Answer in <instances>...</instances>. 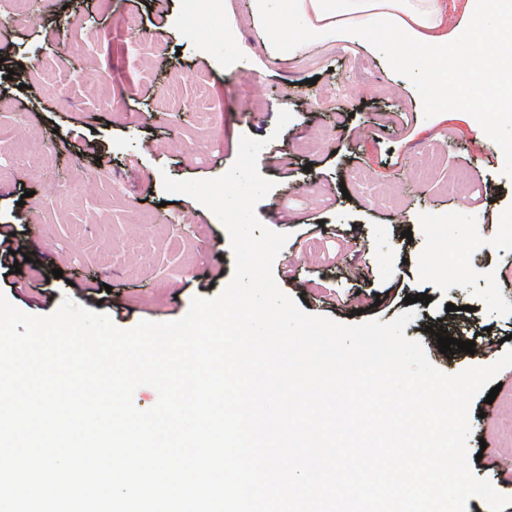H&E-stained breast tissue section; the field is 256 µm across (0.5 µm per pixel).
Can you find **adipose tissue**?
Wrapping results in <instances>:
<instances>
[{"instance_id": "ef3b65f1", "label": "adipose tissue", "mask_w": 512, "mask_h": 512, "mask_svg": "<svg viewBox=\"0 0 512 512\" xmlns=\"http://www.w3.org/2000/svg\"><path fill=\"white\" fill-rule=\"evenodd\" d=\"M251 13L264 28L287 22V29H280L270 42L276 56L288 54L311 36L385 41L399 34L411 49L408 67L430 74L434 107L466 111L472 106L470 94H448V44L433 34L440 23L438 0H251ZM470 13L461 42L479 62L488 110L511 123L512 0H470Z\"/></svg>"}]
</instances>
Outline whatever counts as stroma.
Listing matches in <instances>:
<instances>
[{
    "label": "stroma",
    "instance_id": "35a3bbf8",
    "mask_svg": "<svg viewBox=\"0 0 512 512\" xmlns=\"http://www.w3.org/2000/svg\"><path fill=\"white\" fill-rule=\"evenodd\" d=\"M227 25L233 52L212 53ZM274 35L250 0H0V48L25 58L39 98L0 90V224L42 227L34 261L0 270V293L37 316L69 300L122 329L218 295L234 271L228 235L162 179L220 177L248 135L266 140L258 169L276 183L256 213L288 216L274 276L303 311L387 322L425 293L405 335L430 363L447 374L494 363L499 345L443 354L421 328L512 334V125L480 101L432 108L429 74L404 69L401 44L318 38L275 59ZM289 84L297 94L281 97ZM283 109L293 119L280 130ZM89 141L104 166L79 156ZM496 380L493 403H472L470 467L512 496V367Z\"/></svg>",
    "mask_w": 512,
    "mask_h": 512
}]
</instances>
